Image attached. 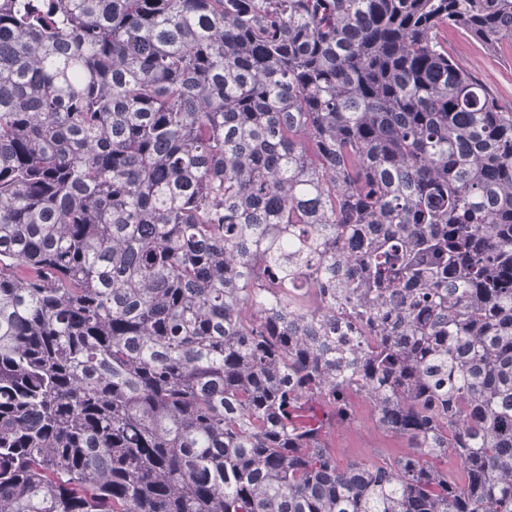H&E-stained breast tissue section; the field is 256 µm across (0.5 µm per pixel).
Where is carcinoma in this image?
<instances>
[{
  "instance_id": "carcinoma-1",
  "label": "carcinoma",
  "mask_w": 512,
  "mask_h": 512,
  "mask_svg": "<svg viewBox=\"0 0 512 512\" xmlns=\"http://www.w3.org/2000/svg\"><path fill=\"white\" fill-rule=\"evenodd\" d=\"M450 26L512 0H0V512H512V112ZM354 410L355 422L336 424L329 432L328 443L338 466L362 459L381 465L404 453L403 441L378 425L367 402L357 401Z\"/></svg>"
}]
</instances>
